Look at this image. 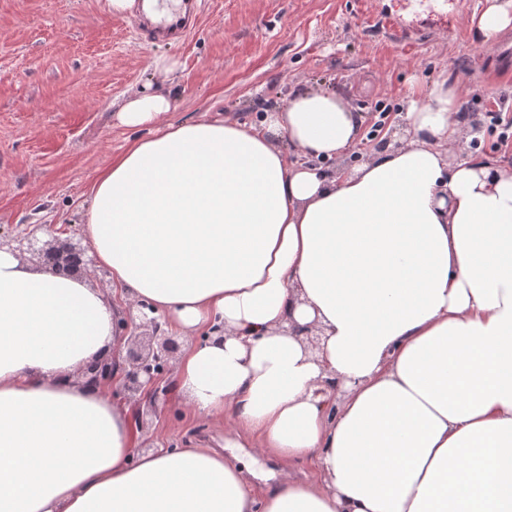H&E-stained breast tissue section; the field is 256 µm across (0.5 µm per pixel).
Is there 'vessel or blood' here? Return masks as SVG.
Listing matches in <instances>:
<instances>
[{
  "label": "vessel or blood",
  "mask_w": 512,
  "mask_h": 512,
  "mask_svg": "<svg viewBox=\"0 0 512 512\" xmlns=\"http://www.w3.org/2000/svg\"><path fill=\"white\" fill-rule=\"evenodd\" d=\"M132 22L143 41H184L198 23V0H138Z\"/></svg>",
  "instance_id": "1"
}]
</instances>
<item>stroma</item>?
<instances>
[{"instance_id":"stroma-1","label":"stroma","mask_w":512,"mask_h":512,"mask_svg":"<svg viewBox=\"0 0 512 512\" xmlns=\"http://www.w3.org/2000/svg\"><path fill=\"white\" fill-rule=\"evenodd\" d=\"M485 0H202L195 31L180 45L141 43L129 15L107 0H0V232L69 228L82 235L90 189L110 158L150 128H126L114 115L132 93L170 94L167 121L224 116L259 120L285 107L293 89L328 87L366 117L355 154L390 137L413 77H449L478 126L470 155L512 165L496 148L488 110L512 113V35L483 49L471 23ZM400 27H393V20ZM179 61L174 79L152 62ZM209 441L238 458L255 493L284 473L312 482L308 461L287 467L256 448H228L224 435L195 419L177 397L143 435L176 448Z\"/></svg>"}]
</instances>
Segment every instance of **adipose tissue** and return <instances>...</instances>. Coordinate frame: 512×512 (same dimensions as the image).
<instances>
[{
    "mask_svg": "<svg viewBox=\"0 0 512 512\" xmlns=\"http://www.w3.org/2000/svg\"><path fill=\"white\" fill-rule=\"evenodd\" d=\"M472 22L496 45L512 0ZM460 102L411 83L396 145L334 168L363 124L334 90L256 126L130 95L119 125L152 133L83 221L112 294L0 250V512H512V168L461 156ZM133 303L197 337L174 370L194 415L318 482L259 496L202 443L138 453L129 406L79 377Z\"/></svg>",
    "mask_w": 512,
    "mask_h": 512,
    "instance_id": "1",
    "label": "adipose tissue"
}]
</instances>
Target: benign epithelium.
I'll use <instances>...</instances> for the list:
<instances>
[{"label":"benign epithelium","mask_w":512,"mask_h":512,"mask_svg":"<svg viewBox=\"0 0 512 512\" xmlns=\"http://www.w3.org/2000/svg\"><path fill=\"white\" fill-rule=\"evenodd\" d=\"M5 247L20 258L30 256L58 275L77 279L106 276L95 266L90 245L72 236H55L43 241L33 229L16 235L0 233V249ZM118 329L126 339L127 348L113 395L137 402L135 419L140 424L147 414H161L169 391V372L181 351V343L169 332L166 318L143 303L126 311ZM113 375L112 363L107 360H95L83 370V376L91 384L106 385L113 381Z\"/></svg>","instance_id":"7a95c632"}]
</instances>
